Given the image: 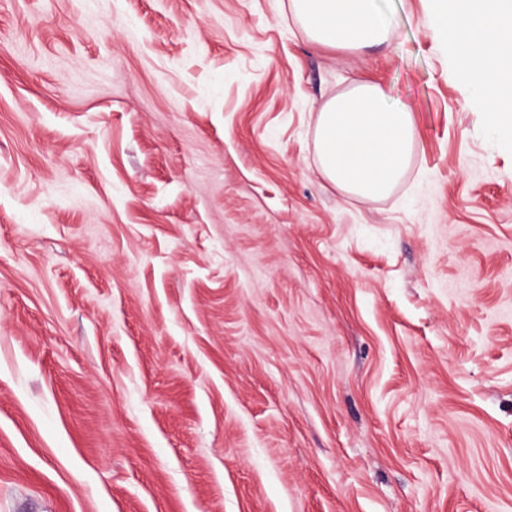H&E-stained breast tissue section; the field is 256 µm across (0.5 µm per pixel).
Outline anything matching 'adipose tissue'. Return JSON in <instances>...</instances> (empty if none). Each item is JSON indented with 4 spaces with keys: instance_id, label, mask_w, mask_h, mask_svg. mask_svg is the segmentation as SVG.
Returning a JSON list of instances; mask_svg holds the SVG:
<instances>
[{
    "instance_id": "1",
    "label": "adipose tissue",
    "mask_w": 512,
    "mask_h": 512,
    "mask_svg": "<svg viewBox=\"0 0 512 512\" xmlns=\"http://www.w3.org/2000/svg\"><path fill=\"white\" fill-rule=\"evenodd\" d=\"M289 11L307 38L324 47L360 52L391 39L378 0H289ZM441 20L461 73L474 82L491 123L512 130V0H448ZM415 148L411 110L381 84L353 83L318 112L317 168L344 194L387 196Z\"/></svg>"
}]
</instances>
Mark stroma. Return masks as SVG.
I'll return each instance as SVG.
<instances>
[{
	"instance_id": "1",
	"label": "stroma",
	"mask_w": 512,
	"mask_h": 512,
	"mask_svg": "<svg viewBox=\"0 0 512 512\" xmlns=\"http://www.w3.org/2000/svg\"><path fill=\"white\" fill-rule=\"evenodd\" d=\"M0 0V512H512V139L442 0ZM400 184L318 173L352 82ZM378 0H290L289 11L307 38L324 47L363 51L386 44L391 26ZM314 142L324 179L344 194L376 200L402 179L416 131L406 104L381 84L359 81L322 105Z\"/></svg>"
}]
</instances>
